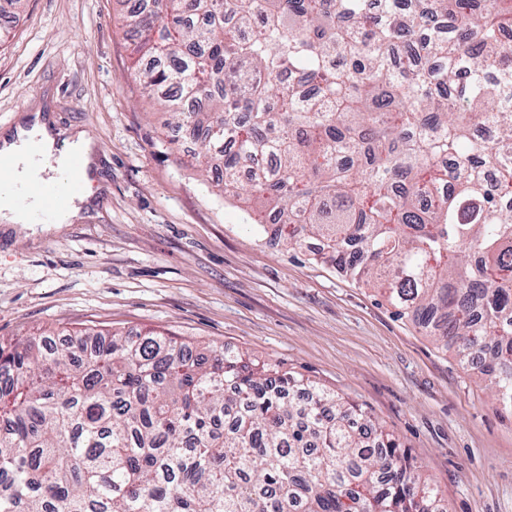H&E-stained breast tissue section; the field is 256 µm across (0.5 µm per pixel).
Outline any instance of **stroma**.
<instances>
[{
	"mask_svg": "<svg viewBox=\"0 0 512 512\" xmlns=\"http://www.w3.org/2000/svg\"><path fill=\"white\" fill-rule=\"evenodd\" d=\"M127 0L0 11V128L43 107L95 144L103 189L49 232L0 225V341L40 329L159 330L284 363L358 402L449 512H512V414L382 299L270 243L187 162L130 76Z\"/></svg>",
	"mask_w": 512,
	"mask_h": 512,
	"instance_id": "obj_1",
	"label": "stroma"
}]
</instances>
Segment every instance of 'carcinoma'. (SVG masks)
Segmentation results:
<instances>
[{
  "label": "carcinoma",
  "mask_w": 512,
  "mask_h": 512,
  "mask_svg": "<svg viewBox=\"0 0 512 512\" xmlns=\"http://www.w3.org/2000/svg\"><path fill=\"white\" fill-rule=\"evenodd\" d=\"M142 2L135 79L204 135L190 165L512 412V0ZM73 336L0 343V512H448L375 418L282 363Z\"/></svg>",
  "instance_id": "obj_1"
}]
</instances>
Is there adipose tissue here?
<instances>
[{
    "instance_id": "obj_1",
    "label": "adipose tissue",
    "mask_w": 512,
    "mask_h": 512,
    "mask_svg": "<svg viewBox=\"0 0 512 512\" xmlns=\"http://www.w3.org/2000/svg\"><path fill=\"white\" fill-rule=\"evenodd\" d=\"M31 138L40 141L43 149L42 164L56 176L58 182L67 180L62 168L63 157L58 152L59 146H66L68 152L79 154L83 159L84 187L54 218L58 225L73 223L82 212L91 207L95 196L97 166L94 143L81 131L61 137L59 130L55 128L52 115L43 110L38 109L23 115L13 128L0 131V154L15 160V175L20 180L25 179L29 173L25 145Z\"/></svg>"
}]
</instances>
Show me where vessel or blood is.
<instances>
[{
	"instance_id": "1",
	"label": "vessel or blood",
	"mask_w": 512,
	"mask_h": 512,
	"mask_svg": "<svg viewBox=\"0 0 512 512\" xmlns=\"http://www.w3.org/2000/svg\"><path fill=\"white\" fill-rule=\"evenodd\" d=\"M65 168L69 174L66 186H59L48 175L40 170H33L27 182L16 188L20 204H28L31 200H42V208L31 214V220L36 224H47L53 219L55 212L61 208L69 195L80 192L83 183L81 172L83 162L78 155L70 154L64 159Z\"/></svg>"
}]
</instances>
